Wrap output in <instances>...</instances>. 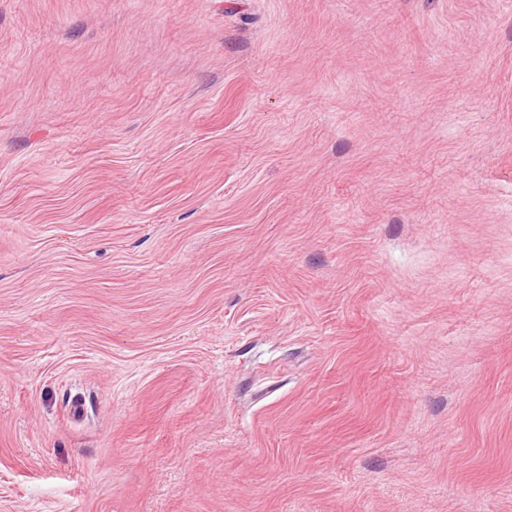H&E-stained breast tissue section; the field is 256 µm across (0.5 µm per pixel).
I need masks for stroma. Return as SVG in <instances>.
<instances>
[{"label": "stroma", "mask_w": 512, "mask_h": 512, "mask_svg": "<svg viewBox=\"0 0 512 512\" xmlns=\"http://www.w3.org/2000/svg\"><path fill=\"white\" fill-rule=\"evenodd\" d=\"M0 512H512V0H0Z\"/></svg>", "instance_id": "1"}]
</instances>
